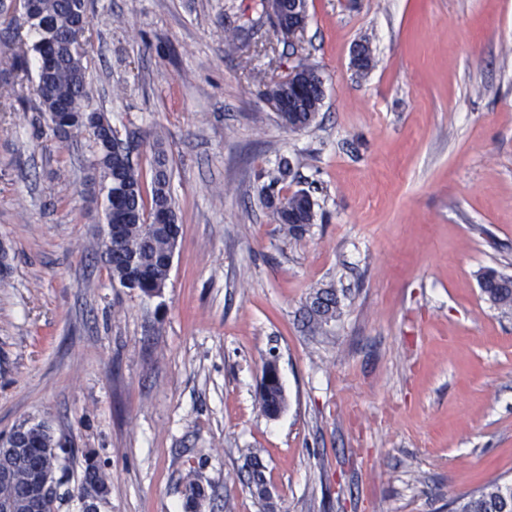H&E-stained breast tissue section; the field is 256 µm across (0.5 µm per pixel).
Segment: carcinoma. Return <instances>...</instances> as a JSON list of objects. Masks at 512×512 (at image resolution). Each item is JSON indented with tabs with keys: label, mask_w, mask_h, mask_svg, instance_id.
<instances>
[{
	"label": "carcinoma",
	"mask_w": 512,
	"mask_h": 512,
	"mask_svg": "<svg viewBox=\"0 0 512 512\" xmlns=\"http://www.w3.org/2000/svg\"><path fill=\"white\" fill-rule=\"evenodd\" d=\"M261 6L278 20H288V0H261ZM21 10L29 29L37 35L31 51L36 59L34 92L40 111L47 114L53 131L57 119L65 121L68 132L63 139L83 135L88 143L91 177L99 181L104 220L112 225V245L105 244L102 250L112 283L148 297L156 296L166 287L171 258L181 236L167 153L161 144L153 145L150 179H145L140 164L133 159L138 144L128 136L120 137L105 113L88 110V0H26ZM269 95L284 104L278 112L281 122L290 130H302L316 120L321 109L322 80L307 71L295 84H276ZM288 173L285 161L279 165L278 174L261 185L260 194L285 237L297 241L315 224L316 203L304 189L281 194L280 184ZM276 200L288 204V221H283L274 205ZM478 281L492 308L512 313V276L489 268L478 274ZM341 296L343 290L332 284L310 289L302 317L311 335H322L340 317ZM264 376L259 405L272 418L285 405L275 361L266 363ZM58 461L56 442L48 428L25 436L18 450L10 440L1 444L0 471L14 473L15 479L0 483V502H8L11 512H56L66 498L62 483L56 478ZM84 478L96 499L91 512H98L110 494L108 479L93 465L85 468ZM182 495L187 512H197L208 492L191 471L183 481ZM450 506L451 512H512V481L490 480L457 495Z\"/></svg>",
	"instance_id": "obj_1"
}]
</instances>
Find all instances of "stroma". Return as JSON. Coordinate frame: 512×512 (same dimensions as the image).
I'll return each mask as SVG.
<instances>
[{"label":"stroma","mask_w":512,"mask_h":512,"mask_svg":"<svg viewBox=\"0 0 512 512\" xmlns=\"http://www.w3.org/2000/svg\"><path fill=\"white\" fill-rule=\"evenodd\" d=\"M289 40L260 0H90V107L167 150L182 234L161 295L113 285L87 143L54 138L32 87L0 88V435L48 422L66 499L96 465L100 512H448L512 479V314L478 272L512 275V0H307ZM368 42L371 69L352 49ZM316 68L292 132L267 85ZM319 208L286 239L259 194ZM345 291L326 335L310 288ZM276 360L286 406L258 405ZM268 498L249 480L251 454ZM278 175L270 176L268 181L264 182L260 187V194L265 202L266 207L270 210L274 222L281 224V230L288 240L302 239L315 224L316 219V203L309 191L300 189L289 195H281L283 187L279 185L284 182L289 173L288 162L280 163L278 167ZM274 199L278 202L285 201L288 204V219L291 222H283L277 205H274ZM277 201H275L277 203ZM278 204V203H277ZM280 209H284L286 204L281 202L278 204ZM84 478L93 491L96 499L95 503H90L92 507L91 509L93 510L85 512H97L99 505L104 502L110 494V484L107 477L94 465H88L85 468ZM182 495L185 500L186 511L195 512L204 501L208 492L202 482L196 477L193 471H189L182 485Z\"/></svg>","instance_id":"obj_1"}]
</instances>
